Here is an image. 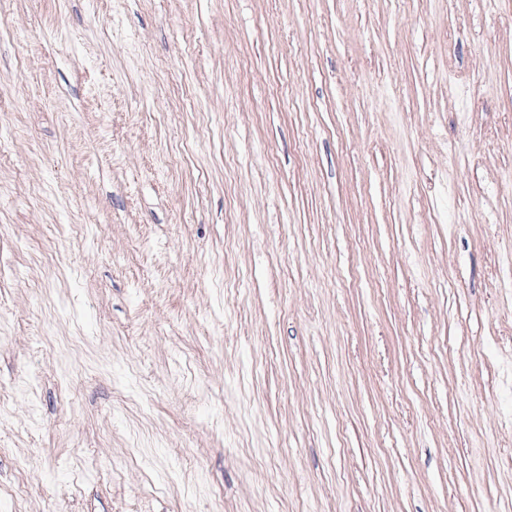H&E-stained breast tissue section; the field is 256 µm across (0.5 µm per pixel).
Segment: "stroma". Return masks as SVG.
<instances>
[{
  "label": "stroma",
  "mask_w": 512,
  "mask_h": 512,
  "mask_svg": "<svg viewBox=\"0 0 512 512\" xmlns=\"http://www.w3.org/2000/svg\"><path fill=\"white\" fill-rule=\"evenodd\" d=\"M0 512H512V0H0Z\"/></svg>",
  "instance_id": "stroma-1"
}]
</instances>
